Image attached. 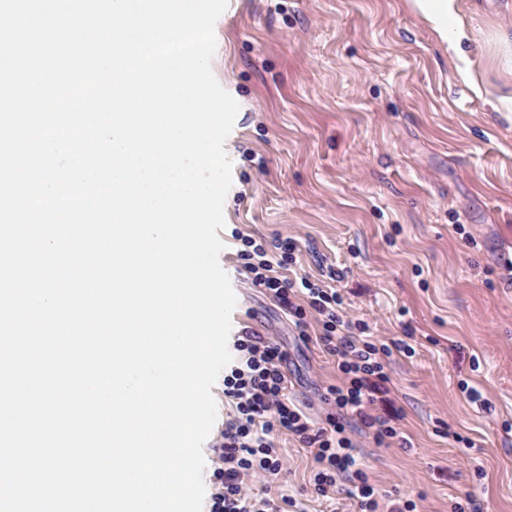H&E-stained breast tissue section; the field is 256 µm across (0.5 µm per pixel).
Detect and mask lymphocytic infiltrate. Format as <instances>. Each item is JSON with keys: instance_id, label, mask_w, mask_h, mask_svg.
I'll return each mask as SVG.
<instances>
[{"instance_id": "obj_1", "label": "lymphocytic infiltrate", "mask_w": 512, "mask_h": 512, "mask_svg": "<svg viewBox=\"0 0 512 512\" xmlns=\"http://www.w3.org/2000/svg\"><path fill=\"white\" fill-rule=\"evenodd\" d=\"M232 238L253 287L281 307L302 338H315L335 357L339 379L323 395L330 407L324 421H314L288 398L281 346L250 328L234 337L235 357L224 372V403L230 412L216 444L209 512H288L293 502L275 483L283 461L274 440L282 435L311 454L312 494L328 496L342 477L349 481L360 512H379L375 489L354 455L345 422L354 420L379 446L407 447L398 429L402 414L391 397L387 363L394 354L411 352V345L357 334L356 323L341 314L344 297L338 288L287 273V263L296 260L292 238L279 242L282 259L277 263L256 239L237 231Z\"/></svg>"}]
</instances>
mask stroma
<instances>
[{
    "mask_svg": "<svg viewBox=\"0 0 512 512\" xmlns=\"http://www.w3.org/2000/svg\"><path fill=\"white\" fill-rule=\"evenodd\" d=\"M459 6L481 96L406 0H228L214 27L212 71L239 104L218 232L232 334L279 343L290 399L325 417L335 361L239 271L235 228L270 245L295 238L296 273L341 272L346 314L371 335L414 334L413 354L390 362L410 448L348 429L382 512L397 499L454 512L469 498L512 512V271L500 263L512 251V114L492 108L512 95L499 40L512 0ZM279 446L302 512H359L343 492L308 499L309 454L289 437Z\"/></svg>",
    "mask_w": 512,
    "mask_h": 512,
    "instance_id": "1",
    "label": "stroma"
}]
</instances>
